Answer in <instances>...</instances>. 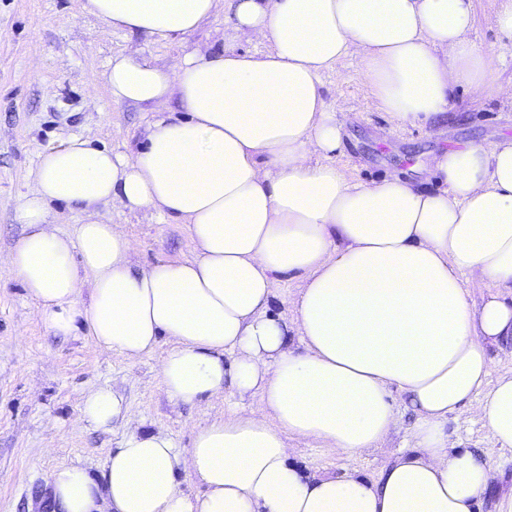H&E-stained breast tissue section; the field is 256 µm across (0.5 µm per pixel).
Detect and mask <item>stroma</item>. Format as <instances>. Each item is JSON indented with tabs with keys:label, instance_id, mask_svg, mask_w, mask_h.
Listing matches in <instances>:
<instances>
[{
	"label": "stroma",
	"instance_id": "1",
	"mask_svg": "<svg viewBox=\"0 0 512 512\" xmlns=\"http://www.w3.org/2000/svg\"><path fill=\"white\" fill-rule=\"evenodd\" d=\"M496 7V0H474L471 38L478 47L508 54L512 40L494 24ZM220 39L240 51L264 48L262 42L229 31L220 12L193 33L156 41L112 29L88 12L86 0H0V265L21 234L15 209L34 187L40 151L60 147L72 136L120 152L139 144L151 113L147 107L112 100L99 79L112 55L139 50L172 68L197 45ZM324 92L332 110L350 117L333 160L366 183L392 174L416 181L430 153L458 142L489 145L512 137V105L468 90L455 95L451 109L456 117L448 125L435 129L392 123L356 55L325 75ZM112 221L133 239L137 266L193 255L185 228L154 211L117 208ZM169 346L161 340L153 353L129 361L101 353L84 331L54 335L38 322L20 281L0 277V512H50L46 481L61 464L78 460L93 478L102 477L125 429L118 424L103 433L83 423L82 400L91 389L113 387L147 428L165 431L179 447H190L195 428L222 414L224 405L175 404L166 398L158 364ZM392 396L398 421L381 448L336 455L298 441L293 462L313 470H355L377 477L385 464L409 450L416 422L404 395L396 390ZM448 431L459 447L499 464L502 475L481 506V512H492L497 498L512 491V451L495 444L472 405L449 415Z\"/></svg>",
	"mask_w": 512,
	"mask_h": 512
}]
</instances>
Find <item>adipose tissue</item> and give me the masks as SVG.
Here are the masks:
<instances>
[{
	"label": "adipose tissue",
	"mask_w": 512,
	"mask_h": 512,
	"mask_svg": "<svg viewBox=\"0 0 512 512\" xmlns=\"http://www.w3.org/2000/svg\"><path fill=\"white\" fill-rule=\"evenodd\" d=\"M113 29L156 41L223 13L240 52L194 49L173 68L142 52L113 56V101L153 116L132 152L74 137L42 151L35 187L16 210L23 231L8 273L45 329H85L104 353L134 361L171 347L167 398L231 401L189 448L130 415L110 387L82 417L123 423L102 480L77 461L46 488L53 512H478L499 475L457 447L448 417L468 405L512 450V374L491 378V347L512 340V137L433 155L417 183L366 184L331 157L349 118L323 77L360 56L372 92L399 125L438 127L463 88L512 101L497 55L469 38L473 0H87ZM180 112H172L171 100ZM437 180L438 189L426 188ZM55 203L81 224H53ZM117 204L185 226L192 258L134 263L132 241L106 214ZM297 276L287 313L278 278ZM492 290L471 301L465 280ZM417 415L410 454L377 478L304 470L289 440L361 455L397 424L393 390ZM188 475L203 491L181 487Z\"/></svg>",
	"instance_id": "adipose-tissue-1"
}]
</instances>
